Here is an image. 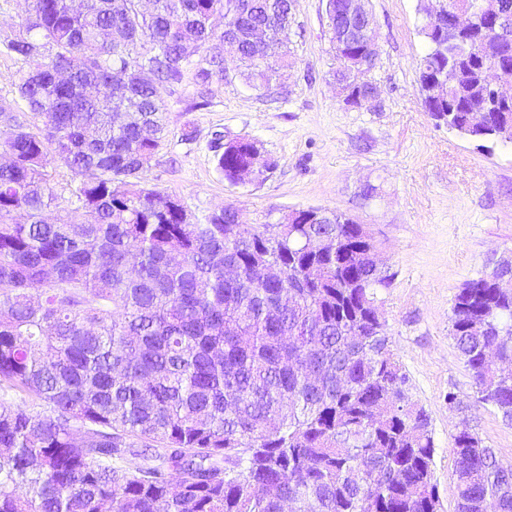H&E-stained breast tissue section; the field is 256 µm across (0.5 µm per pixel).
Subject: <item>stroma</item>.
Segmentation results:
<instances>
[{"label": "stroma", "mask_w": 512, "mask_h": 512, "mask_svg": "<svg viewBox=\"0 0 512 512\" xmlns=\"http://www.w3.org/2000/svg\"><path fill=\"white\" fill-rule=\"evenodd\" d=\"M418 0H369L381 54L371 76L376 103L346 106L336 92L340 61L330 43L326 0H294L291 56L269 96L226 59V77L200 99L192 77L164 88L167 136L142 174L184 200L194 218L224 206L248 224L270 213L322 207L370 229L394 272L380 295L390 345L412 394L430 413L433 471L442 512L456 510L452 437L461 419L503 461L512 463V424L492 407L458 414L449 392L472 399V377L450 335L453 299L484 270L492 254L512 253V148H486L436 124L422 102L420 59L425 42ZM26 0H0V100L17 111L28 63L4 44L20 29ZM258 139L275 160L263 180L234 185L216 166L219 137ZM377 194L364 199L365 185Z\"/></svg>", "instance_id": "35a3bbf8"}]
</instances>
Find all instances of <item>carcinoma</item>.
Segmentation results:
<instances>
[{"instance_id": "obj_1", "label": "carcinoma", "mask_w": 512, "mask_h": 512, "mask_svg": "<svg viewBox=\"0 0 512 512\" xmlns=\"http://www.w3.org/2000/svg\"><path fill=\"white\" fill-rule=\"evenodd\" d=\"M27 3L6 47L31 64L18 94L38 123L0 103V512H439L430 417L390 349L377 295L392 275L364 225L313 207L275 236L222 208L194 224L140 182L166 137L163 87L223 80L226 35L244 79L270 87L292 0ZM492 4L509 39L489 47L423 17L419 81L445 85L432 119L498 144L512 111L492 109L483 68L512 75V0ZM341 7L326 0L333 44L350 38ZM334 77L359 106L351 67ZM267 159L235 138L217 166L237 184ZM52 163L80 178L66 207ZM502 274L462 284L450 335L476 401L512 422V374L487 358L512 364ZM452 452L456 512H512V463L471 429Z\"/></svg>"}]
</instances>
